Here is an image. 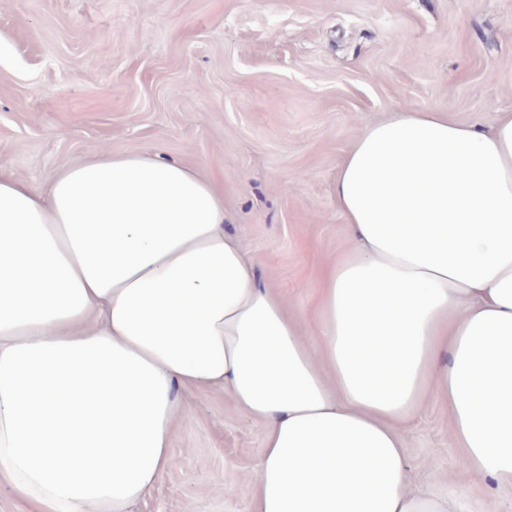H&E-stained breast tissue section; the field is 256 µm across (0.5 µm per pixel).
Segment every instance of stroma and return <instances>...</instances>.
<instances>
[{"mask_svg":"<svg viewBox=\"0 0 512 512\" xmlns=\"http://www.w3.org/2000/svg\"><path fill=\"white\" fill-rule=\"evenodd\" d=\"M403 110L485 127L512 113V0H0V170L40 186L155 149L198 168L225 234L306 322L351 244L338 166L360 129ZM180 396L172 464L130 512H255L265 424L219 387ZM401 432L412 489L462 484L512 512L511 487L463 466L445 404Z\"/></svg>","mask_w":512,"mask_h":512,"instance_id":"1","label":"stroma"}]
</instances>
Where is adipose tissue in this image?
I'll list each match as a JSON object with an SVG mask.
<instances>
[{"instance_id":"adipose-tissue-1","label":"adipose tissue","mask_w":512,"mask_h":512,"mask_svg":"<svg viewBox=\"0 0 512 512\" xmlns=\"http://www.w3.org/2000/svg\"><path fill=\"white\" fill-rule=\"evenodd\" d=\"M352 250L316 343L158 152L40 187L0 174V480L37 512H129L171 463L183 388L265 421L256 512H473L409 488L399 427L448 407L469 473L512 486V113L367 125L339 166Z\"/></svg>"}]
</instances>
